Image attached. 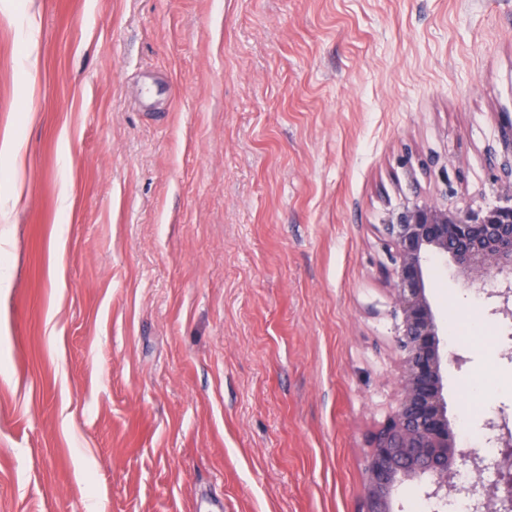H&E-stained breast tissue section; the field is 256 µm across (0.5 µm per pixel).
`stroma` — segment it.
<instances>
[{
    "label": "stroma",
    "instance_id": "35a3bbf8",
    "mask_svg": "<svg viewBox=\"0 0 512 512\" xmlns=\"http://www.w3.org/2000/svg\"><path fill=\"white\" fill-rule=\"evenodd\" d=\"M510 120L512 0H0V512H357L383 221L494 203ZM432 274L440 322L512 336ZM457 352L454 430L512 413V361Z\"/></svg>",
    "mask_w": 512,
    "mask_h": 512
}]
</instances>
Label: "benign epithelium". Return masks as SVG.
Here are the masks:
<instances>
[{
	"label": "benign epithelium",
	"mask_w": 512,
	"mask_h": 512,
	"mask_svg": "<svg viewBox=\"0 0 512 512\" xmlns=\"http://www.w3.org/2000/svg\"><path fill=\"white\" fill-rule=\"evenodd\" d=\"M500 174L492 185L512 198V123L501 126ZM391 254L395 342L401 352L400 397L373 432L359 512H393L399 488L418 485L436 509L456 499L471 512H512V423L504 412L483 421L497 453L488 460L460 441L448 422L443 372L448 361L444 329L430 302L432 263L449 262L476 295L497 297L495 312L512 311V204L461 206L444 191L438 201L407 199L384 220ZM470 459L476 481L460 479L458 462Z\"/></svg>",
	"instance_id": "benign-epithelium-1"
}]
</instances>
